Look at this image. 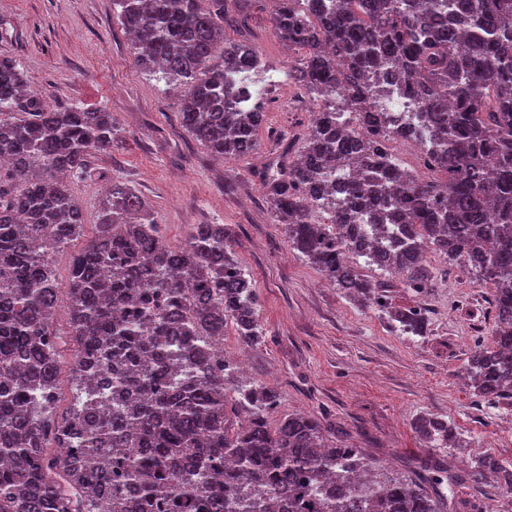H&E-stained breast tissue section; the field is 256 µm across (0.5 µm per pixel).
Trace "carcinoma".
I'll return each mask as SVG.
<instances>
[{"mask_svg": "<svg viewBox=\"0 0 512 512\" xmlns=\"http://www.w3.org/2000/svg\"><path fill=\"white\" fill-rule=\"evenodd\" d=\"M255 0H112L135 64L184 86L181 120L212 154L257 148L262 112L234 105L224 68L248 70L255 49L224 40ZM273 35L301 51L288 78L313 106L300 146L281 140L263 181L288 244L325 280L368 309L390 312L388 282L359 259L432 288V251L493 289L498 325L464 373L478 396L512 406V0H305L270 18ZM415 98L410 121L437 176L398 163L388 143L393 91ZM347 98L353 113L336 109ZM111 113L53 110L13 60L0 58V512H446L467 476L423 464L393 475L361 448L329 442L312 415L271 426L275 389L247 386L212 347L233 325L260 341L251 278L226 224H198L167 246L145 202L114 181L95 237L73 254L66 283L53 256L82 231L72 179L92 178L89 156L112 148ZM342 193L333 192L335 178ZM397 212L401 223L384 222ZM371 226L361 250L351 227ZM66 296L67 329L56 322ZM393 329L424 336L423 306L393 313ZM73 348L74 407L57 412L61 345ZM431 448H459L445 418L418 417ZM75 449L62 459L60 443ZM478 476L512 470L493 455Z\"/></svg>", "mask_w": 512, "mask_h": 512, "instance_id": "1", "label": "carcinoma"}]
</instances>
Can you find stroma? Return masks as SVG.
Wrapping results in <instances>:
<instances>
[{
  "instance_id": "stroma-1",
  "label": "stroma",
  "mask_w": 512,
  "mask_h": 512,
  "mask_svg": "<svg viewBox=\"0 0 512 512\" xmlns=\"http://www.w3.org/2000/svg\"><path fill=\"white\" fill-rule=\"evenodd\" d=\"M271 10L262 0L255 15L226 28L224 37L251 44L263 63L279 68L289 51L269 29ZM0 57L18 64L47 106L105 110L121 130L112 150L92 155L96 178L70 184L84 227L72 249L53 257L59 281L68 278L73 249L95 229L105 187L126 183L151 206L171 247H181L198 224L231 228L233 252L252 279L263 336L245 348L226 328L224 350L244 356L246 380L279 393L278 415H316L338 439L394 472L424 460L464 471L488 454L512 465V407L480 400L463 377L475 343L493 339L491 289L467 269L428 254L429 294L419 297L399 285L391 292L394 306L428 309V332L402 335L384 313L361 308L327 284L290 249L284 225L272 220L262 178L275 157L274 138L301 142L313 119L293 82L270 88L256 151L222 160L183 127L176 82L135 67L112 0H0ZM426 411L448 419L462 449L426 446L412 428ZM494 499L501 512H512V496L496 478L468 482L456 494L457 512L482 510Z\"/></svg>"
}]
</instances>
